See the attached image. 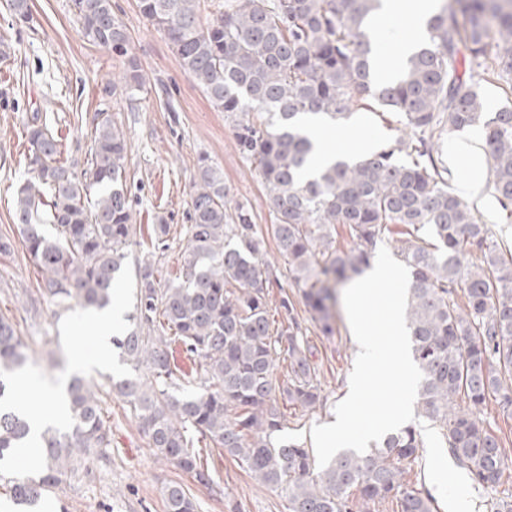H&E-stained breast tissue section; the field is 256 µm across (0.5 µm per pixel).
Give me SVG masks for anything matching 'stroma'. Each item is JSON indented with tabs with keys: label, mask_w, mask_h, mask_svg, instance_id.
<instances>
[{
	"label": "stroma",
	"mask_w": 512,
	"mask_h": 512,
	"mask_svg": "<svg viewBox=\"0 0 512 512\" xmlns=\"http://www.w3.org/2000/svg\"><path fill=\"white\" fill-rule=\"evenodd\" d=\"M138 0H112V7L130 36L146 84L136 100L105 94L118 73V58L89 42L74 14L72 0H31L32 20L16 24L6 0H0V35H8L12 53L0 61V316L9 318L26 344L24 377L57 384L73 375V352L93 353L97 344L93 313L78 309L57 314L43 301L41 275L31 263L13 222L14 192L27 176L24 124L32 113L46 117L59 138L62 156L76 169L86 165L96 113L112 115L127 142V185L132 200L135 242L121 269L112 310L117 334L132 328V293L137 268L156 262L165 279L176 277L187 256L185 227L199 158H209L224 174L232 204L244 205L253 223H273L270 201L253 165L244 159L233 135V122L217 111L202 90L182 71L165 36L141 14ZM353 126L377 143L395 137L394 114L378 107L353 108ZM164 222L171 232L167 249L153 251L151 227ZM336 332L325 338L309 328L313 359L320 369L325 408L288 419L286 437L311 445L314 425L334 423L335 405L349 391L357 346L343 305L335 307ZM128 368L118 358L90 365L81 374L97 386L104 419L112 430L106 457L91 462L63 481L46 499L60 512H165L161 488L183 483L195 498L198 512H288L284 494L253 479L230 456L211 452L210 466L221 494L210 493L192 476L155 456L123 400L110 390ZM486 426L500 438L505 472L496 489L472 492L475 512H492L493 503L512 501V410L490 398L480 407ZM425 445L407 476L411 488L431 493L435 512H448L455 496L444 475L449 450L438 429L422 424Z\"/></svg>",
	"instance_id": "1"
}]
</instances>
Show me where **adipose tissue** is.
<instances>
[{
    "instance_id": "adipose-tissue-1",
    "label": "adipose tissue",
    "mask_w": 512,
    "mask_h": 512,
    "mask_svg": "<svg viewBox=\"0 0 512 512\" xmlns=\"http://www.w3.org/2000/svg\"><path fill=\"white\" fill-rule=\"evenodd\" d=\"M383 6L373 13L369 27L373 30L387 32L393 40L392 54L376 64V74L382 80H390L397 76L405 59L425 36V22L433 11V0H382ZM310 137L316 150L309 161L310 171H317L335 159L339 151L330 144L331 137L355 138L353 155L364 154L374 148L372 137H356L353 129L337 130L329 134L319 127H311ZM485 143L472 135L456 139L449 150V161L463 160L470 167V175L464 181L461 191L472 197H481L484 187Z\"/></svg>"
}]
</instances>
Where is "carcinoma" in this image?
<instances>
[{
	"label": "carcinoma",
	"mask_w": 512,
	"mask_h": 512,
	"mask_svg": "<svg viewBox=\"0 0 512 512\" xmlns=\"http://www.w3.org/2000/svg\"><path fill=\"white\" fill-rule=\"evenodd\" d=\"M379 3L224 0L204 20L201 0H138L186 76L217 110L236 117L238 149L255 166L275 223L263 232L244 207L230 205L222 172L200 160L188 257L165 284L154 264H140L135 328L111 339L128 374L112 387L159 458L221 492L195 447L199 436L284 494L288 512H371L369 505L389 498L401 512H433V499L408 488L423 447L415 422L364 454L338 452L324 468L313 449L283 437L288 411L313 412L327 397L294 304L285 295L270 307L279 281V269L265 259L270 238L311 320L330 338L335 285L369 268L378 244L396 236V255L411 277L406 319L423 373L418 416L439 427L474 487L492 488L504 474L501 443L477 409L491 394L512 408V258L476 209L448 191V169L438 170L435 153L444 132L482 126L493 194L512 219V105L488 111L481 89L494 80L512 86V0H447L393 82L373 72L379 42L366 20ZM73 7L88 41L121 60L105 92L134 97L146 79L112 0H73ZM9 10L29 22V0H9ZM462 46L467 72L458 68ZM358 100L396 114L399 135L304 177L314 150L307 123L344 126ZM25 137L32 178L17 188L14 213L42 292L59 314L76 305L106 310L134 231L124 135L108 113H98L80 171L61 160L59 140L41 116L25 123ZM340 224L353 241L348 249L336 245ZM174 342L193 358L191 371L175 364ZM24 348L0 317V461L31 432L9 376L23 364ZM280 357L288 360L281 378ZM64 406L69 425L41 432L39 477L11 481L17 506H38L63 476L112 445L95 385L72 377ZM161 493L166 512H197L181 484Z\"/></svg>",
	"instance_id": "cac0c4a2"
}]
</instances>
